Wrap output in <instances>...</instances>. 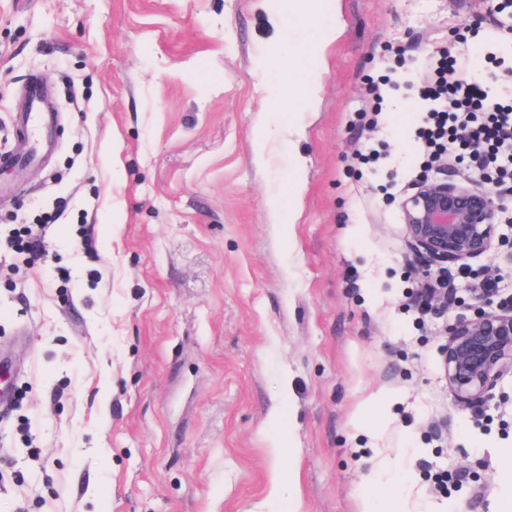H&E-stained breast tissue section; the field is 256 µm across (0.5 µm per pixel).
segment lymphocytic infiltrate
Wrapping results in <instances>:
<instances>
[{"label": "lymphocytic infiltrate", "mask_w": 512, "mask_h": 512, "mask_svg": "<svg viewBox=\"0 0 512 512\" xmlns=\"http://www.w3.org/2000/svg\"><path fill=\"white\" fill-rule=\"evenodd\" d=\"M421 96L427 109L418 138L426 148L448 150L499 186L512 184V105L457 75L456 60L449 54Z\"/></svg>", "instance_id": "1"}]
</instances>
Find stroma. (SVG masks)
I'll return each mask as SVG.
<instances>
[{
	"mask_svg": "<svg viewBox=\"0 0 512 512\" xmlns=\"http://www.w3.org/2000/svg\"><path fill=\"white\" fill-rule=\"evenodd\" d=\"M512 0H0V154L28 86L50 150L0 186V512H498L512 496V373L459 404L448 326L478 283L512 298V211L492 251L414 301L401 203L423 175L442 48L512 100ZM314 87L273 111L288 35ZM267 130L270 157L254 134ZM372 141L374 168L355 153ZM46 225L45 254L16 244ZM292 475L276 480L283 464Z\"/></svg>",
	"mask_w": 512,
	"mask_h": 512,
	"instance_id": "stroma-1",
	"label": "stroma"
}]
</instances>
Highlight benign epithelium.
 Instances as JSON below:
<instances>
[{
  "label": "benign epithelium",
  "instance_id": "obj_1",
  "mask_svg": "<svg viewBox=\"0 0 512 512\" xmlns=\"http://www.w3.org/2000/svg\"><path fill=\"white\" fill-rule=\"evenodd\" d=\"M504 198L449 180L423 177L402 203L411 246L427 261L430 297L448 302V289L434 285L448 281V270L491 251L498 239ZM471 316L448 326L443 370L448 386L462 403L484 399L498 377L512 370V303L496 301V292H481Z\"/></svg>",
  "mask_w": 512,
  "mask_h": 512
}]
</instances>
